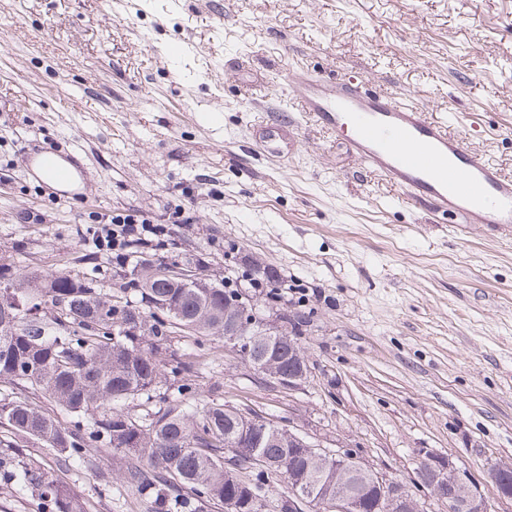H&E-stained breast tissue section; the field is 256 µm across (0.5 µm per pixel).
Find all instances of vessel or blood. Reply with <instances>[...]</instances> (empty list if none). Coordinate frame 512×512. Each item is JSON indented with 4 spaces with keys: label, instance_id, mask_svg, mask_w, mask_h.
<instances>
[{
    "label": "vessel or blood",
    "instance_id": "b4317fda",
    "mask_svg": "<svg viewBox=\"0 0 512 512\" xmlns=\"http://www.w3.org/2000/svg\"><path fill=\"white\" fill-rule=\"evenodd\" d=\"M294 99L327 131L344 133L350 152L410 202L431 201L464 224L512 225V178L470 152L447 121L425 117L417 103L369 94L350 82L306 78ZM34 167L59 185L73 178L51 150Z\"/></svg>",
    "mask_w": 512,
    "mask_h": 512
}]
</instances>
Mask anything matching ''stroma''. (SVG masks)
I'll list each match as a JSON object with an SVG mask.
<instances>
[{
	"mask_svg": "<svg viewBox=\"0 0 512 512\" xmlns=\"http://www.w3.org/2000/svg\"><path fill=\"white\" fill-rule=\"evenodd\" d=\"M190 42L189 55L174 54ZM410 97L512 176V0H0V260L84 277L117 269L99 225L131 216L146 248L246 287L266 319L304 317L310 374L288 391L222 338L174 336L195 368L168 377L207 404L294 422L410 482L416 451L489 478L512 463V230L407 203L292 100L298 77ZM296 119L278 155L254 128ZM48 141L79 175L35 174ZM287 280L278 301L247 287ZM86 512H154L103 448L79 465L26 442Z\"/></svg>",
	"mask_w": 512,
	"mask_h": 512,
	"instance_id": "stroma-1",
	"label": "stroma"
}]
</instances>
